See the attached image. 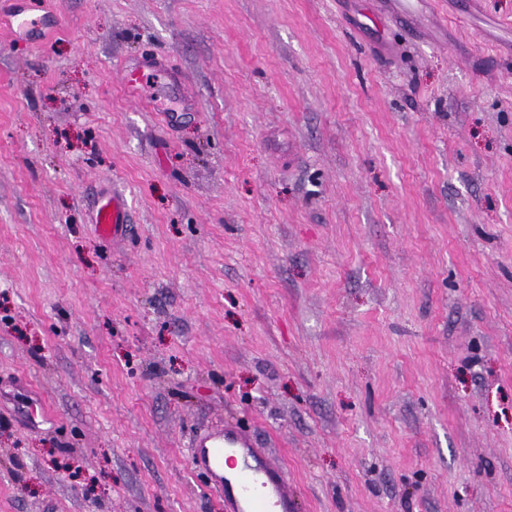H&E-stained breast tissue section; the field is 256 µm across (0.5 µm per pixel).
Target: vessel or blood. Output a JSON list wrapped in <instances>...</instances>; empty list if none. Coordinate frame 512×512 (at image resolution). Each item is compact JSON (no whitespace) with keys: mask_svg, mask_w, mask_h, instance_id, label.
<instances>
[{"mask_svg":"<svg viewBox=\"0 0 512 512\" xmlns=\"http://www.w3.org/2000/svg\"><path fill=\"white\" fill-rule=\"evenodd\" d=\"M159 72L155 58L147 56L126 67L124 78L135 88ZM127 222L122 197H102L95 212L101 236L115 241L123 238ZM189 466L205 474L223 494L227 512H292L294 508L293 492L282 469L234 425L220 424L197 437L191 445Z\"/></svg>","mask_w":512,"mask_h":512,"instance_id":"vessel-or-blood-1","label":"vessel or blood"}]
</instances>
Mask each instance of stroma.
Instances as JSON below:
<instances>
[{
	"mask_svg": "<svg viewBox=\"0 0 512 512\" xmlns=\"http://www.w3.org/2000/svg\"><path fill=\"white\" fill-rule=\"evenodd\" d=\"M227 420L296 512H512V0H0V512H226ZM156 60L152 56H145L136 66L123 65L127 85L131 88H137L149 75H158L160 67ZM128 213L124 200L117 194L106 195L100 200L95 212V224L103 238L115 242L125 235Z\"/></svg>",
	"mask_w": 512,
	"mask_h": 512,
	"instance_id": "stroma-1",
	"label": "stroma"
}]
</instances>
